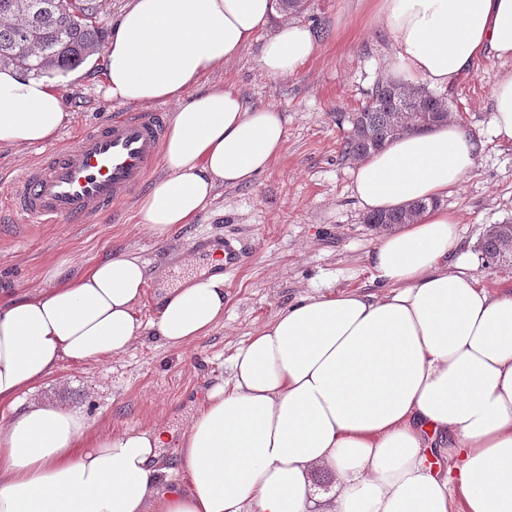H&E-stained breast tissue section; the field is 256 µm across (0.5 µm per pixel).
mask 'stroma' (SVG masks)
Masks as SVG:
<instances>
[{"instance_id": "stroma-1", "label": "stroma", "mask_w": 512, "mask_h": 512, "mask_svg": "<svg viewBox=\"0 0 512 512\" xmlns=\"http://www.w3.org/2000/svg\"><path fill=\"white\" fill-rule=\"evenodd\" d=\"M300 20L311 25L318 50L296 75H264L258 38L206 76L236 87L249 105L283 112L287 141L253 184L218 187L194 223L154 232L137 221L135 193L86 224H38L11 208L16 183L50 145H75L89 127L125 112L106 97L104 52L63 86L68 119L53 144L0 145V303L77 276L115 250L140 257L149 285L173 286L204 269L207 254L196 241L230 238L239 249V263L224 271V318L207 336L181 348L163 344L150 327L156 313L148 298L138 311L142 336L124 353L62 363L34 393L85 415L96 433L164 426L170 440L160 462L168 468L202 391L229 379L237 348L280 310L305 295L382 290L367 261L380 233L363 224L353 197L354 160L343 153L350 126L341 117L386 79L395 44L377 0H310ZM508 73L512 61L484 58L449 90L450 112L484 149L442 204L459 218L463 270L492 292L512 289V261L488 263L477 250L487 225L512 222V145L496 142L491 126L492 90Z\"/></svg>"}]
</instances>
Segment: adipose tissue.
I'll list each match as a JSON object with an SVG mask.
<instances>
[{"label": "adipose tissue", "instance_id": "ef3b65f1", "mask_svg": "<svg viewBox=\"0 0 512 512\" xmlns=\"http://www.w3.org/2000/svg\"><path fill=\"white\" fill-rule=\"evenodd\" d=\"M395 42L390 72L451 87L484 57L512 59V0H381ZM277 0H131L111 30L103 72L122 104H173L166 176L136 217L163 234L193 223L218 186L252 184L282 152L286 122L209 73L264 36L272 79L299 72L317 37L277 15ZM63 75L0 70V143L56 136ZM492 133L512 144V73L493 88ZM480 141L450 119L358 160L365 213L430 207L368 254L383 294L301 298L237 349L228 382L191 420L179 473L158 463L167 434H91L86 419L32 399L60 363L125 352L142 327L147 276L120 252L81 276L0 305V512H311L315 472L335 474L321 512H512V290L493 293L452 264L457 217L441 206L474 170ZM224 253L211 271L161 289L151 326L166 345L224 317ZM454 462V476L442 460Z\"/></svg>", "mask_w": 512, "mask_h": 512}]
</instances>
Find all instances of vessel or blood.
<instances>
[{"label":"vessel or blood","instance_id":"1","mask_svg":"<svg viewBox=\"0 0 512 512\" xmlns=\"http://www.w3.org/2000/svg\"><path fill=\"white\" fill-rule=\"evenodd\" d=\"M162 112L122 113L53 150L16 185V211L43 224L85 223L126 199L161 155Z\"/></svg>","mask_w":512,"mask_h":512}]
</instances>
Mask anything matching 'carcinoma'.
I'll return each instance as SVG.
<instances>
[{"label": "carcinoma", "mask_w": 512, "mask_h": 512, "mask_svg": "<svg viewBox=\"0 0 512 512\" xmlns=\"http://www.w3.org/2000/svg\"><path fill=\"white\" fill-rule=\"evenodd\" d=\"M105 33L93 21L91 0H0V68H15L39 76L51 69H69L102 49ZM419 106L445 121L448 107L443 97L424 86H408L396 81H380L368 95V102L348 121H360L363 133L346 138L343 151L348 156L368 155L394 140L391 120L398 112L412 119ZM429 203L416 200L399 209L370 213L364 223L374 228L407 224L426 211ZM482 259L488 262L512 260V224H502L486 232L479 244Z\"/></svg>", "instance_id": "1"}]
</instances>
